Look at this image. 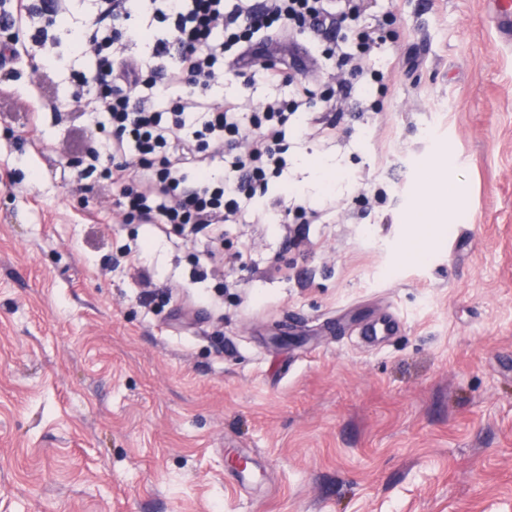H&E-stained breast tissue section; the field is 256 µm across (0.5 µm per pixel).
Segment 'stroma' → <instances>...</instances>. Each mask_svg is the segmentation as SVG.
I'll use <instances>...</instances> for the list:
<instances>
[{"label": "stroma", "instance_id": "35a3bbf8", "mask_svg": "<svg viewBox=\"0 0 512 512\" xmlns=\"http://www.w3.org/2000/svg\"><path fill=\"white\" fill-rule=\"evenodd\" d=\"M371 5L398 18L387 92L352 89L341 139L291 129L249 207L299 191L321 223L295 248L274 220L225 225L217 270L193 263L205 235L125 223L80 178L91 0L61 67L11 63L0 512H512V39L495 0ZM379 319L399 330L368 341Z\"/></svg>", "mask_w": 512, "mask_h": 512}]
</instances>
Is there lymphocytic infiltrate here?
Here are the masks:
<instances>
[{"instance_id": "obj_1", "label": "lymphocytic infiltrate", "mask_w": 512, "mask_h": 512, "mask_svg": "<svg viewBox=\"0 0 512 512\" xmlns=\"http://www.w3.org/2000/svg\"><path fill=\"white\" fill-rule=\"evenodd\" d=\"M68 0H53L50 23L34 25L29 0H0V26L30 27L33 47L51 40L52 22L65 17ZM97 0L89 26L93 66L74 78V101H88L101 120V135L85 145L88 172L122 157L108 171L125 217L178 233L209 230L213 239L239 221L243 205L267 194L280 176L288 150L286 128L296 115L320 105L310 137L337 140V116L356 83H383L375 67L382 44L368 28L369 0ZM341 33L325 47L338 70L335 81L316 92L300 86L288 99L255 103L232 99L210 103L206 91L235 64L243 87L256 81L292 82L273 64L256 66L266 39L281 32ZM148 42V61L127 55V47ZM223 158V170L213 167Z\"/></svg>"}]
</instances>
